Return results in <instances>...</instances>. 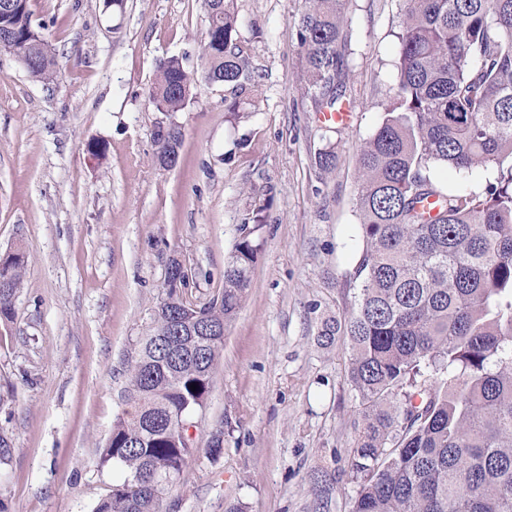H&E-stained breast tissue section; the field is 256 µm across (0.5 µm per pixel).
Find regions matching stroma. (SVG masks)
<instances>
[{
    "instance_id": "35a3bbf8",
    "label": "stroma",
    "mask_w": 512,
    "mask_h": 512,
    "mask_svg": "<svg viewBox=\"0 0 512 512\" xmlns=\"http://www.w3.org/2000/svg\"><path fill=\"white\" fill-rule=\"evenodd\" d=\"M405 6L348 0L352 119L334 125L300 79L302 0H234L249 81L201 84L169 115L149 89L163 58L202 69L203 0H30L58 70L39 82L0 52V256L26 257L14 317L0 321V512H93L121 480L99 453L170 260L191 271L190 299L208 300L259 207L250 288L195 418L201 433L223 427L224 452L189 461L164 512H349L362 400L348 338L325 348L317 335L354 303L355 160L396 90ZM161 121L183 134L172 168L156 159Z\"/></svg>"
}]
</instances>
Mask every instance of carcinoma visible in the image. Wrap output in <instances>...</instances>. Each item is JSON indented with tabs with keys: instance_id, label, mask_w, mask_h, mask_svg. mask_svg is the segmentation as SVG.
<instances>
[{
	"instance_id": "cac0c4a2",
	"label": "carcinoma",
	"mask_w": 512,
	"mask_h": 512,
	"mask_svg": "<svg viewBox=\"0 0 512 512\" xmlns=\"http://www.w3.org/2000/svg\"><path fill=\"white\" fill-rule=\"evenodd\" d=\"M233 0H204L202 78L249 79ZM397 90L360 151L356 208L360 256L354 306L324 321L323 345L351 342L349 382L365 405L349 460L361 483L350 512H512V0H406ZM345 0H302L294 25L302 80L332 109L344 62ZM0 49L37 81H53L56 51L36 30L28 0L0 11ZM197 78L182 59L159 62L149 99L180 112ZM156 158L176 165L181 129L161 123ZM497 168L481 191L438 187L432 170ZM241 225L224 288L188 294L183 264L168 265L152 326L128 360L130 410L112 427L99 464L124 474L93 512H162L199 443L189 429L204 408L224 351V328L251 283L259 244ZM25 260L0 257V320L14 315ZM197 385L191 390L190 385ZM216 460L224 428L205 440Z\"/></svg>"
}]
</instances>
